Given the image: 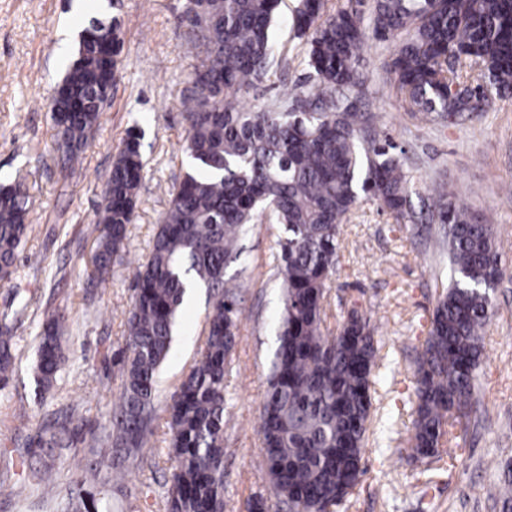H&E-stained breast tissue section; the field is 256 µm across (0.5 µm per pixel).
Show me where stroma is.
<instances>
[{
  "label": "stroma",
  "mask_w": 512,
  "mask_h": 512,
  "mask_svg": "<svg viewBox=\"0 0 512 512\" xmlns=\"http://www.w3.org/2000/svg\"><path fill=\"white\" fill-rule=\"evenodd\" d=\"M105 2L95 16L119 28L118 79L81 166L66 175L50 102L68 65L61 54L63 32L82 29L90 17L73 14V0H0V182L25 177L31 226L14 279L0 283V311L18 301L28 304L13 325L15 371L0 390V512H66L76 495L75 462L91 457L85 445L54 458L57 491L48 499L18 496L26 475L18 453L31 446L46 420L67 413L76 421L109 424L121 391L133 295L128 274L150 250L168 206L165 186L181 180L186 168L181 98L197 63L178 21L186 0ZM296 4L281 0L274 30L288 68L243 93L245 106L275 99L281 82L305 81L304 41L291 27ZM393 48V41H373L361 52L358 68L366 81L355 98L359 112L404 149L420 195L443 185L449 201L480 213L498 237L512 242V98L493 100L469 119L419 122L402 108L384 69ZM132 128L141 136L145 163L136 219L109 279L94 286L86 266L91 229L114 156ZM282 235L279 225H254L226 271L238 287L244 315L224 385V512H244L245 501L255 495L273 496L257 427L277 346L282 302L273 257ZM437 239V225L395 223L366 198L344 227L327 290L326 325L336 327L356 310L377 327L383 361L374 406L388 425L378 441L368 442L365 475L335 512H501L484 489L512 462V249L502 257L504 276L478 370L482 409L459 437L453 459L428 471L408 459L413 361L429 329L437 281L448 274ZM210 308L202 290L181 307L172 352L158 377L156 434L137 456L113 453L124 477L111 481L106 512H165L171 475L165 406L199 356ZM59 309L67 315L65 362L54 387L43 394L34 372L38 335Z\"/></svg>",
  "instance_id": "stroma-1"
}]
</instances>
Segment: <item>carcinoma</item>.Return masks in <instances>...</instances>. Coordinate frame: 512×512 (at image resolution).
<instances>
[{
	"label": "carcinoma",
	"mask_w": 512,
	"mask_h": 512,
	"mask_svg": "<svg viewBox=\"0 0 512 512\" xmlns=\"http://www.w3.org/2000/svg\"><path fill=\"white\" fill-rule=\"evenodd\" d=\"M279 0H192L181 23L198 50L183 99L187 170L168 189L169 204L149 254L133 270V300L122 358V389L110 429L54 419L37 435L46 456L81 442L95 449L97 468L112 472V449L131 454L154 435L157 373L170 356L187 288L212 298L200 357L167 404L168 460L173 473L166 512H224V381L231 371L241 314L225 279L250 226L266 220L285 237L274 256L284 307L258 434L262 466L288 512H332L361 482L376 384L378 352L370 318L351 311L336 333L323 331L325 294L339 257L342 223L361 197L377 201L399 224L441 226L448 282L415 362L411 458L430 463L449 442V425L479 411L477 370L484 329L495 313L491 285L503 277L492 225L441 187L412 203L414 184L404 151L389 138L366 135L350 100L363 77L359 53L374 38L396 40L385 62L408 111L426 123L482 111L512 94V0H374L366 17L349 3L334 13L326 0H298L291 24L305 39L308 80L269 104L244 109L243 92L283 71L272 32ZM113 24L92 20L79 32L75 58L52 101L61 171L71 172L94 139L108 98L96 96L116 74L98 36ZM144 164L139 136L128 131L112 163L96 212L91 280L103 282L126 246ZM22 178L0 184V282L13 280L28 231ZM0 315V381L16 354L8 318ZM66 316L43 326L35 378L47 390L63 362ZM41 494L52 491L48 465L30 467ZM96 492L71 498L69 512H101ZM492 500L512 512V471L497 480Z\"/></svg>",
	"instance_id": "carcinoma-1"
}]
</instances>
